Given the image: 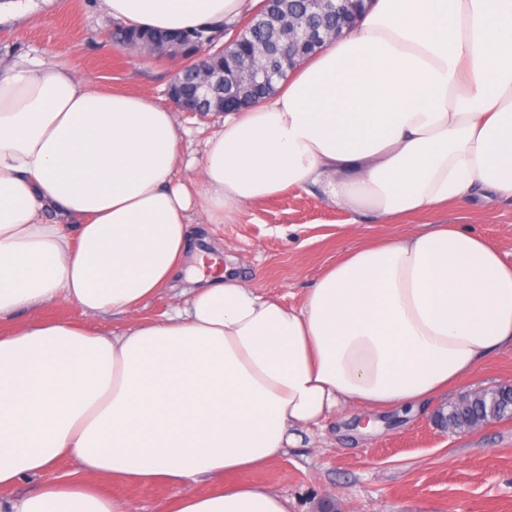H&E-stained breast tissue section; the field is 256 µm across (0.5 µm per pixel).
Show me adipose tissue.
Returning a JSON list of instances; mask_svg holds the SVG:
<instances>
[{
	"label": "adipose tissue",
	"instance_id": "ef3b65f1",
	"mask_svg": "<svg viewBox=\"0 0 512 512\" xmlns=\"http://www.w3.org/2000/svg\"><path fill=\"white\" fill-rule=\"evenodd\" d=\"M123 24L232 22L251 0H100ZM175 112L43 61L0 64V512H132L91 480L214 490L160 512H290L270 465L348 410L414 414L512 348V264L459 224L362 243L297 306L232 267L173 283L190 226L228 224L291 187L379 222L512 198V0H375L271 99L217 114L178 179ZM171 291L165 319L135 313ZM128 317L118 333L37 310ZM78 477L50 476L61 459Z\"/></svg>",
	"mask_w": 512,
	"mask_h": 512
}]
</instances>
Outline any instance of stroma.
<instances>
[{
  "mask_svg": "<svg viewBox=\"0 0 512 512\" xmlns=\"http://www.w3.org/2000/svg\"><path fill=\"white\" fill-rule=\"evenodd\" d=\"M113 26L99 0H14L0 13V60L60 63L103 90L142 94L171 107L170 60L116 49L109 39ZM349 218L327 202L322 186L291 188L246 208L213 237L228 244L259 292L289 305L299 304L359 238L399 237L432 223L466 225L512 263V201L481 209L452 204L391 224L367 213L358 218L357 235L346 226ZM501 384L512 385L511 349L415 415L334 416L305 428L273 464L241 479L286 496L291 512H512V420L453 433L435 419L461 394ZM209 487L195 477L176 488L116 479L105 489L128 499L133 512H158L172 494Z\"/></svg>",
  "mask_w": 512,
  "mask_h": 512,
  "instance_id": "35a3bbf8",
  "label": "stroma"
}]
</instances>
